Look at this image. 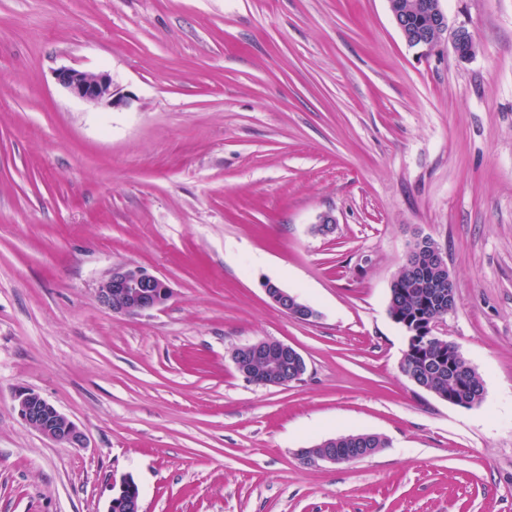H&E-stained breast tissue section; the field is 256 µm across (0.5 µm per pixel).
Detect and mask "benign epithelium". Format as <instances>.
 <instances>
[{
	"label": "benign epithelium",
	"instance_id": "obj_1",
	"mask_svg": "<svg viewBox=\"0 0 512 512\" xmlns=\"http://www.w3.org/2000/svg\"><path fill=\"white\" fill-rule=\"evenodd\" d=\"M390 10L404 40L410 47L422 49V53L432 51L433 41L430 31L441 35L447 29V17L442 9L441 0H416L415 11L429 20L425 29L415 28L411 17L399 0H390ZM473 34L465 27L456 30L453 37V49L461 60L470 58L475 52ZM56 80L74 96L94 104H106L118 107L124 104L112 85V78L106 72H87L76 68H62ZM267 297L284 314L295 319L308 321L316 312L299 298L277 284L268 281L264 285ZM173 291L167 281L144 267L116 265L97 290V299L101 306L114 314L135 315L162 307ZM391 318L401 323L407 333V343L417 341L424 336L429 340L437 339L433 333L435 324L418 329L393 314ZM233 356L235 369L244 379L258 385L288 386L300 379L306 371L304 357L293 347L277 340H260L236 348ZM16 410L20 419L37 430L48 440L70 448H82L86 444L84 431L51 402L33 390H21L15 394ZM323 451L317 453L310 448L301 450L303 457L310 461H325L333 464L350 463L370 457L380 452L378 448L336 447V440L322 442ZM107 512H143L140 491L131 477L120 480Z\"/></svg>",
	"mask_w": 512,
	"mask_h": 512
}]
</instances>
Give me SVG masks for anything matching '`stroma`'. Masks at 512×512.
Masks as SVG:
<instances>
[{"label": "stroma", "instance_id": "1", "mask_svg": "<svg viewBox=\"0 0 512 512\" xmlns=\"http://www.w3.org/2000/svg\"><path fill=\"white\" fill-rule=\"evenodd\" d=\"M441 5L425 55L389 0H0V512H107L125 476L144 512H512V0ZM63 67L108 72L130 104L72 96ZM419 235L447 256L436 333L480 405L399 370L390 288ZM116 265L172 297L112 313ZM267 339L301 380L236 371L233 349ZM22 389L85 447L23 423ZM346 432L389 446L301 457ZM264 291L275 306L286 315L303 321H309L316 316V312L297 296L271 281L265 283ZM368 434L376 443V448H358L354 444V440L359 436ZM336 441L338 442L336 444ZM387 441L381 435L376 433H349L340 434L336 438H331L322 442V452H314L310 448L301 450L303 457L310 461H325L333 464L350 463L370 457L380 452L383 448H387ZM346 449V450H343Z\"/></svg>", "mask_w": 512, "mask_h": 512}]
</instances>
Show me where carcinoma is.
Wrapping results in <instances>:
<instances>
[{"label": "carcinoma", "mask_w": 512, "mask_h": 512, "mask_svg": "<svg viewBox=\"0 0 512 512\" xmlns=\"http://www.w3.org/2000/svg\"><path fill=\"white\" fill-rule=\"evenodd\" d=\"M447 282V273L434 263L424 262L416 269L402 265L393 279L390 294L394 295L398 312L413 320L428 323L448 311V301L433 288ZM457 345L440 338L428 346L412 345L399 366L405 376L411 374L425 390L432 393H456L472 407L483 402L485 386L481 375L457 353L453 366H448V349Z\"/></svg>", "instance_id": "1"}]
</instances>
